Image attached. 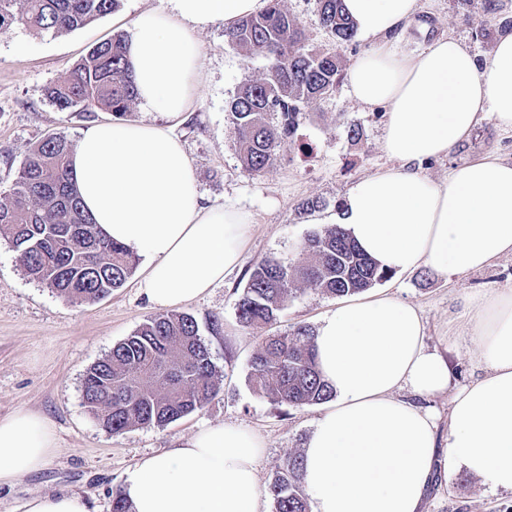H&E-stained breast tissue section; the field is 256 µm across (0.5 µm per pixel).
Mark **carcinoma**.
<instances>
[{"label":"carcinoma","instance_id":"1","mask_svg":"<svg viewBox=\"0 0 512 512\" xmlns=\"http://www.w3.org/2000/svg\"><path fill=\"white\" fill-rule=\"evenodd\" d=\"M320 23L332 37L356 35L342 0H315ZM120 6V0H0V34L23 25L54 34L81 28ZM227 43L249 58L267 61L265 73L246 78L227 106L239 157L253 174H264L294 144L300 119L330 97L343 79L332 49L305 45L295 17L282 0L265 12L240 19L224 31ZM60 112L88 116L107 110L117 118L132 111L137 93L129 76L126 40L115 35L94 45L63 80L45 90ZM71 141L46 136L30 151L10 193L0 199V237L20 253L25 273L76 304L100 300L124 285L136 258L103 236L80 204L69 171ZM305 260L289 266L269 257L254 265L237 304L239 322L263 329L302 281L333 296L351 295L387 278L336 224L309 235ZM252 388L289 406L322 403L332 390L317 370L314 334L305 325L265 338L251 360ZM217 391V370L194 316L149 317L87 371L83 404L107 429L163 427L202 408ZM301 457L288 459L270 485L274 512H309L300 489Z\"/></svg>","mask_w":512,"mask_h":512}]
</instances>
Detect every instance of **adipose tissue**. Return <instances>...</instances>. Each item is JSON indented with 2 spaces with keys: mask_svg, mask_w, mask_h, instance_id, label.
<instances>
[{
  "mask_svg": "<svg viewBox=\"0 0 512 512\" xmlns=\"http://www.w3.org/2000/svg\"><path fill=\"white\" fill-rule=\"evenodd\" d=\"M138 15L127 44L137 97L167 125L99 122L83 130L71 168L102 232L148 264L140 291L155 308L200 298L236 269L250 212L204 202L174 132L193 111L200 52L193 28L233 27L268 0H169ZM368 48L348 71L351 95L388 108L383 149L392 167L354 183L330 215L381 268L426 266L457 275L512 254V161L483 159L432 180L425 162L464 140L488 112L512 131V34L488 65L441 37L415 55L392 39L419 0H343ZM481 377L453 392L446 447L428 398L448 391L445 355L425 343L416 307L380 294L338 306L314 336L316 362L335 394L303 453L313 512H424L440 467L512 493V290L470 300ZM55 443L40 415L0 418V485L42 467ZM255 433L208 425L143 457L122 492L132 512H259Z\"/></svg>",
  "mask_w": 512,
  "mask_h": 512,
  "instance_id": "1",
  "label": "adipose tissue"
}]
</instances>
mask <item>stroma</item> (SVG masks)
<instances>
[{
  "label": "stroma",
  "mask_w": 512,
  "mask_h": 512,
  "mask_svg": "<svg viewBox=\"0 0 512 512\" xmlns=\"http://www.w3.org/2000/svg\"><path fill=\"white\" fill-rule=\"evenodd\" d=\"M295 16L305 41L316 49L335 48L343 67H351L365 50L362 39L334 43L321 26L314 0H282ZM168 0H121L118 10L87 26L61 34L38 33L16 26L0 35V194H9L33 146L53 133L78 142L90 121L111 120L96 112H61L45 96L47 86L66 77L95 44L113 34H130L144 10L167 8ZM421 9L398 40L407 54L422 51L432 40L455 38L481 62L491 60L501 35L502 18H512V0H500L499 16L484 14L477 3L420 0ZM201 55L203 82L188 120L175 129L183 143L207 203L248 210L254 222L241 265L223 284L187 302L208 344L218 371L217 396L201 409L163 427H134L115 434L88 411L82 401L87 370L112 347L134 333L156 310L139 290L142 268H135L122 288L93 303L73 304L24 272L18 253L0 239V417L18 410L43 415L55 446L44 466L0 486V512H24L25 503L44 493H77L91 512H112L116 490L144 456L170 448L208 424L236 425L258 433L265 453L258 463L265 488L263 512H273L267 490L288 458L302 454L321 405H277L249 384L250 361L263 339L296 325L317 329L334 311L339 297L299 284L277 320L262 330L244 327L236 303L253 266L267 257L291 265L302 261L301 245L318 229L321 216L332 214L358 179L390 167L382 146L386 114L367 108L340 84L318 110L300 122L291 152L269 172L254 175L240 161L236 135L226 106L245 78L261 77L267 62L250 59L224 40L217 24L193 30ZM361 127L350 139V125ZM487 156L512 160V132L497 127L482 113L474 129L444 158L424 165L437 181L450 169ZM321 203L320 213L306 209ZM512 289V255L489 267L448 276L427 267L389 276L375 284L414 305L425 326V342L439 349L451 367V390L479 376L480 344L471 332L464 298ZM424 512H512V494L495 492L463 470L450 472L431 488Z\"/></svg>",
  "instance_id": "stroma-1"
}]
</instances>
